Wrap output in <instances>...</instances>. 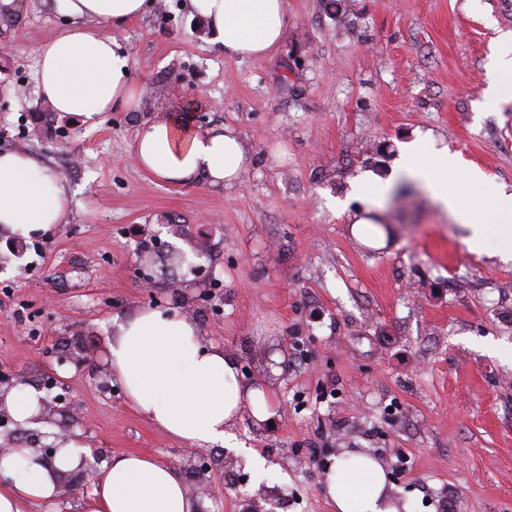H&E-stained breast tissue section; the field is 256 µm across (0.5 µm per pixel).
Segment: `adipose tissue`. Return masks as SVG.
<instances>
[{"instance_id":"1","label":"adipose tissue","mask_w":512,"mask_h":512,"mask_svg":"<svg viewBox=\"0 0 512 512\" xmlns=\"http://www.w3.org/2000/svg\"><path fill=\"white\" fill-rule=\"evenodd\" d=\"M71 26L38 50L36 87L53 111L80 117L89 127L116 111H134L143 89L132 75L127 52L112 36L90 31L93 23L119 27L144 15L152 0H45ZM228 58H261L281 44L286 32L285 0H188ZM248 150L225 125L205 132L177 128L159 115L134 137V158L154 178L176 185L199 182L229 187L238 182ZM403 175L420 181L458 222L472 229L470 248L481 251L491 235L512 241V195L491 187L480 171H460L455 155L441 150L432 158L412 156ZM461 174L486 192L490 218L478 217L455 189ZM66 184L26 148L0 153V231L30 238L62 223L70 207ZM112 377L125 389L135 412L168 434L203 446L233 447L232 425L243 408L260 422L275 414L274 399L263 384L246 383L235 357L206 342L180 310H140L113 317L108 347ZM42 391L26 385L10 389L0 401L19 424L31 427ZM89 454L77 439L65 442L52 464L38 461L33 449L0 456V512H23L33 502L57 495L59 474L77 469ZM324 492L336 512H412L410 504L389 497L383 464L356 449L345 450L328 468ZM200 503L176 471L135 452L104 461L81 512H198Z\"/></svg>"}]
</instances>
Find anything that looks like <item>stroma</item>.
<instances>
[{
  "label": "stroma",
  "mask_w": 512,
  "mask_h": 512,
  "mask_svg": "<svg viewBox=\"0 0 512 512\" xmlns=\"http://www.w3.org/2000/svg\"><path fill=\"white\" fill-rule=\"evenodd\" d=\"M270 56L230 59L186 0L114 34L145 91L141 109L88 128L43 111L37 49L67 25L42 0L0 16V151L26 147L65 181L70 210L50 235L0 237V372L59 380L99 465L133 451L184 480L187 442L152 426L111 376L75 374L65 353L107 347L112 319L189 311L204 339L264 382L276 415L242 411L237 447L196 448L211 470L205 512H336L324 470L347 449L385 467L415 512H512V262L427 191L394 192L383 226H357L353 184L391 179L416 143L455 154L512 194V100L487 106L491 55L512 0H286ZM248 146L230 188L159 182L136 164L157 113ZM201 255H193L197 242ZM256 450L267 477L243 454Z\"/></svg>",
  "instance_id": "35a3bbf8"
}]
</instances>
